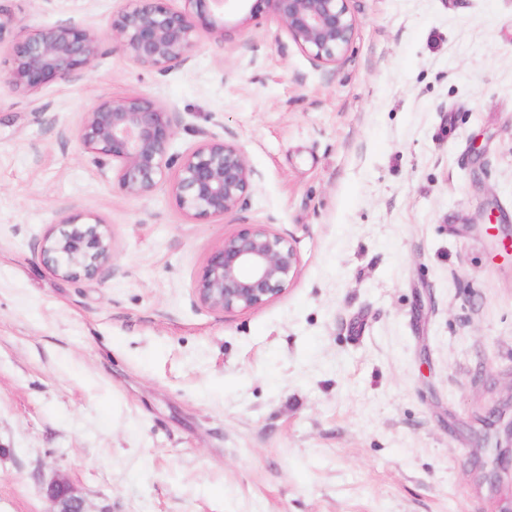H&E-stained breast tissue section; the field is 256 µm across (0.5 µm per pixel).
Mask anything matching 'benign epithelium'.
Segmentation results:
<instances>
[{"label": "benign epithelium", "mask_w": 512, "mask_h": 512, "mask_svg": "<svg viewBox=\"0 0 512 512\" xmlns=\"http://www.w3.org/2000/svg\"><path fill=\"white\" fill-rule=\"evenodd\" d=\"M112 15L113 49L147 72L165 73L186 65L201 32L225 35L226 7L233 3L254 21L270 14L281 30L313 60L334 64L348 48L355 23L347 0H133ZM6 82L32 95L55 81H72L92 69L102 55L99 34L64 22L45 25L9 47ZM177 113L143 95L106 99L84 113L76 138L112 173L126 197L147 198L166 185L187 219L222 221L250 194L257 173L234 139L204 136L181 155L171 152ZM60 213L55 227L39 243L45 264L57 276L93 277L112 263V232L100 218ZM295 247L267 224H243L224 236L205 259L193 294L204 308L218 313L246 312L277 298L295 277ZM56 512H90L85 500L64 479L53 482Z\"/></svg>", "instance_id": "7a95c632"}]
</instances>
